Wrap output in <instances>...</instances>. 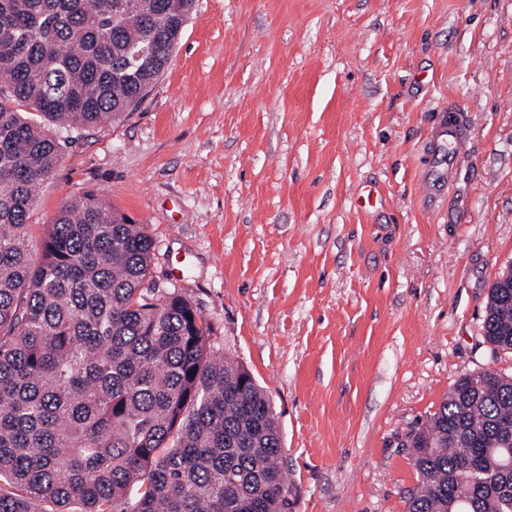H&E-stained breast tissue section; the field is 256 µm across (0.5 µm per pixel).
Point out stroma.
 Here are the masks:
<instances>
[{
    "label": "stroma",
    "mask_w": 512,
    "mask_h": 512,
    "mask_svg": "<svg viewBox=\"0 0 512 512\" xmlns=\"http://www.w3.org/2000/svg\"><path fill=\"white\" fill-rule=\"evenodd\" d=\"M445 101L471 140L430 194ZM87 191L267 390L292 512H407V434L463 375L512 374L482 335L512 267V0H196L137 109L66 146L33 241Z\"/></svg>",
    "instance_id": "stroma-1"
}]
</instances>
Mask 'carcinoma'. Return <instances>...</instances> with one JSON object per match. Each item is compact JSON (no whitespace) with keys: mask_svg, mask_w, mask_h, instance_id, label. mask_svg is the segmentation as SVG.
<instances>
[{"mask_svg":"<svg viewBox=\"0 0 512 512\" xmlns=\"http://www.w3.org/2000/svg\"><path fill=\"white\" fill-rule=\"evenodd\" d=\"M194 5L0 0V512L291 509L269 397L150 286L147 227L86 192L28 238L65 143L139 106ZM482 328L512 350V268ZM407 442L408 512H512V376L460 377Z\"/></svg>","mask_w":512,"mask_h":512,"instance_id":"carcinoma-1","label":"carcinoma"}]
</instances>
